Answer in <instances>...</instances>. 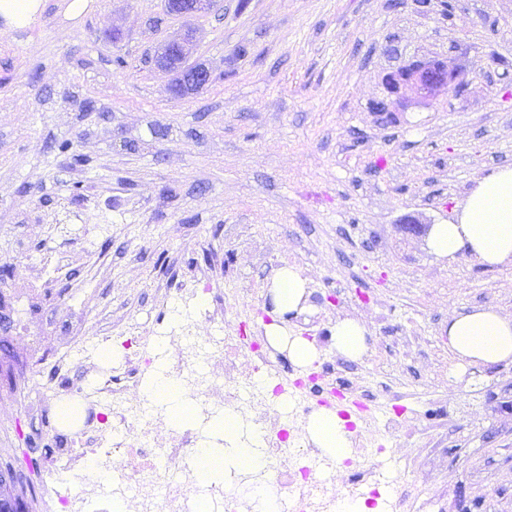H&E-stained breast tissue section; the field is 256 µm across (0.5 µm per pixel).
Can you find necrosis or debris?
I'll return each mask as SVG.
<instances>
[{
  "instance_id": "obj_1",
  "label": "necrosis or debris",
  "mask_w": 512,
  "mask_h": 512,
  "mask_svg": "<svg viewBox=\"0 0 512 512\" xmlns=\"http://www.w3.org/2000/svg\"><path fill=\"white\" fill-rule=\"evenodd\" d=\"M174 294L185 313L174 318L160 308L149 326L129 324L120 343L121 358L108 363L94 391L70 384L67 356H60L50 373L35 370L44 393L30 405V413L50 423L55 397L65 391L67 419L77 426L70 435L55 433L52 447L41 451L49 473L77 480L62 491L42 485V512H110L113 501L126 498L135 512H191L195 506L209 512H254L249 492L268 487L275 490V512H340L344 503L380 497L376 470L355 466L344 489H337L329 479L334 461L305 442L301 414L334 387L325 373L298 375L270 343L242 329L233 336L201 339L198 318L222 316V294L198 279L181 283ZM157 339L173 349L169 377L198 399L202 415H211L216 397L237 420L259 427L275 400L287 402L292 426L266 433L262 464L235 477L236 494L188 479L186 453L197 447V434L186 430L172 445L159 444V434L169 426L162 405L132 396L155 362L150 350ZM244 353L252 363L245 377L238 364ZM213 363L223 368L225 381L210 371Z\"/></svg>"
}]
</instances>
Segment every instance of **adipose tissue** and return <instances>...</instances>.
Instances as JSON below:
<instances>
[{
  "instance_id": "adipose-tissue-1",
  "label": "adipose tissue",
  "mask_w": 512,
  "mask_h": 512,
  "mask_svg": "<svg viewBox=\"0 0 512 512\" xmlns=\"http://www.w3.org/2000/svg\"><path fill=\"white\" fill-rule=\"evenodd\" d=\"M427 247L436 257L455 260L469 254L491 267L512 266V165L496 167L477 180L450 220L432 225ZM270 298L279 314H301L307 309L310 293L307 281L292 267L279 269L271 279ZM448 345L461 364L451 372V383H458L462 372L482 371L503 362H512V317L488 306H474L453 311L446 328ZM368 329L354 318L337 319L331 331L330 349L336 355L357 361L368 351ZM265 336L277 349L283 348L296 364L307 367L319 357L314 342L289 335L279 323L266 325ZM147 395L165 405L178 424L192 422L193 406L166 375L156 366L144 386ZM213 427L224 436L221 447L203 445L198 451V477L204 481L222 478L225 470L260 466L261 432L242 436L239 424L229 412H221L212 420ZM313 447L325 454L343 458L353 446V434L345 422L330 408L318 409L308 424Z\"/></svg>"
}]
</instances>
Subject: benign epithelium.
<instances>
[{
  "instance_id": "7a95c632",
  "label": "benign epithelium",
  "mask_w": 512,
  "mask_h": 512,
  "mask_svg": "<svg viewBox=\"0 0 512 512\" xmlns=\"http://www.w3.org/2000/svg\"><path fill=\"white\" fill-rule=\"evenodd\" d=\"M218 0H165L166 11L174 16L191 18L207 14ZM194 31L189 28L180 37L164 43L155 56V63L172 73L171 91L181 97H190L203 90L211 81L212 73L203 63L189 62L193 50ZM456 79V69L447 61L428 59L399 69L387 75L385 83L396 95V102L427 101L449 92ZM17 475L13 468L0 470V503H11L16 497Z\"/></svg>"
}]
</instances>
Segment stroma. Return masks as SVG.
I'll list each match as a JSON object with an SVG mask.
<instances>
[{"mask_svg":"<svg viewBox=\"0 0 512 512\" xmlns=\"http://www.w3.org/2000/svg\"><path fill=\"white\" fill-rule=\"evenodd\" d=\"M45 2L27 27L0 18V295L29 284L44 250L67 257L26 311L39 357L66 348L59 305L116 334L193 276L226 295L225 333L263 335L270 280L291 265L313 292L291 332L406 408L383 476L420 512H512V364L449 385L443 331L462 307L512 317V267L437 258L403 230L448 220L512 164V0H219L192 20L213 80L184 98L154 63L185 24L164 0H90L75 20ZM429 58L454 61L455 89L395 104L385 74ZM88 203L96 224L78 241L69 218ZM340 282L350 305L334 301ZM345 315L370 330L356 363L327 349ZM29 357L0 335V468L27 438L53 439L21 407Z\"/></svg>","mask_w":512,"mask_h":512,"instance_id":"obj_1","label":"stroma"}]
</instances>
